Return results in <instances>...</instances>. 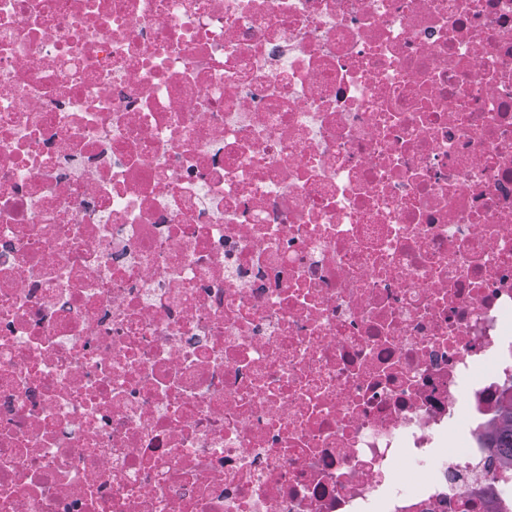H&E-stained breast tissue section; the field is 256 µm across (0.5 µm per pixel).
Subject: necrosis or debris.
Returning <instances> with one entry per match:
<instances>
[{"label": "necrosis or debris", "instance_id": "1", "mask_svg": "<svg viewBox=\"0 0 512 512\" xmlns=\"http://www.w3.org/2000/svg\"><path fill=\"white\" fill-rule=\"evenodd\" d=\"M512 0H0V512H512ZM505 466H512V404L505 402L501 409L494 431L486 438V447Z\"/></svg>", "mask_w": 512, "mask_h": 512}]
</instances>
